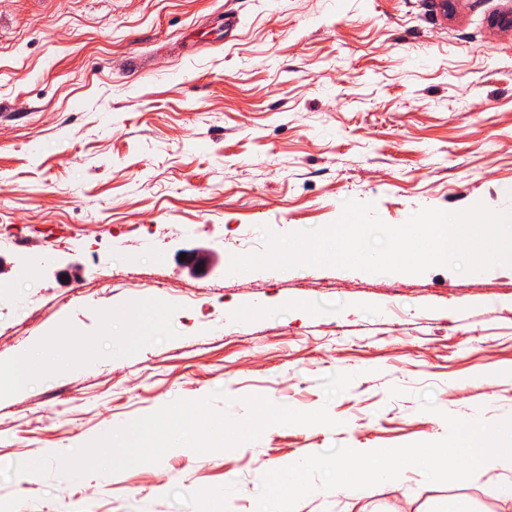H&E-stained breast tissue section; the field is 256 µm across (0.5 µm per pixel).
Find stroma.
Instances as JSON below:
<instances>
[{
  "label": "stroma",
  "instance_id": "35a3bbf8",
  "mask_svg": "<svg viewBox=\"0 0 512 512\" xmlns=\"http://www.w3.org/2000/svg\"><path fill=\"white\" fill-rule=\"evenodd\" d=\"M512 0H0V464L75 449L183 398L223 391L325 426L170 449L102 482L0 480V503L64 512H257L264 468L333 446L445 437L444 414L512 417V266L374 274L229 272L347 200L387 224L420 209L512 210ZM143 59L140 76L127 66ZM197 249L218 266L191 271ZM309 308L294 316L295 305ZM145 312L135 321L128 310ZM69 363L54 368L56 359ZM353 374L326 398L322 382ZM432 389L437 413L418 392ZM464 497L512 512L489 475L320 492L295 512H430ZM42 353L39 350H31L27 354L23 355L21 358L13 361L9 365L0 366V380L2 378H6L16 385H21L23 382V374L21 377L18 376V372L22 366L23 371L25 366L30 367L31 363L41 357Z\"/></svg>",
  "mask_w": 512,
  "mask_h": 512
}]
</instances>
